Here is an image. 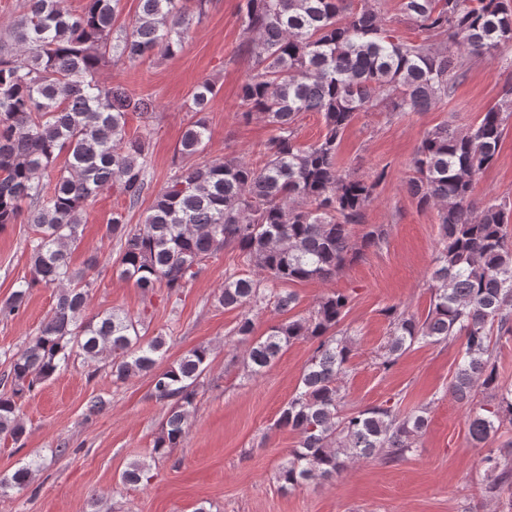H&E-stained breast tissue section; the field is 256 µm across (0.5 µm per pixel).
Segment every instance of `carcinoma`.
Masks as SVG:
<instances>
[{
  "label": "carcinoma",
  "mask_w": 512,
  "mask_h": 512,
  "mask_svg": "<svg viewBox=\"0 0 512 512\" xmlns=\"http://www.w3.org/2000/svg\"><path fill=\"white\" fill-rule=\"evenodd\" d=\"M120 2L84 0L74 14L65 0H24L8 25L11 43L0 40V231L23 217L33 227L30 278L0 310L19 312L34 288L58 289L53 315L12 356V390L0 395V434L16 442L26 434L15 398L76 359L104 360L117 381L151 374V396L168 406L153 446L163 457L181 443L210 349L195 347L162 368L164 336L141 334V321L118 309L88 316L98 257L76 268L71 249L81 242L88 202L101 191L115 190L133 208L151 189L147 137H127L126 123L131 112L153 111L152 101L104 84L101 67L133 66L182 48L208 0H138L136 17L118 26ZM240 12L251 69L239 107L243 119L260 118L275 131L265 161L257 166L226 155L181 167L156 192L143 223L132 226L114 213L107 235L119 245L115 273L145 296L161 287L177 296L207 259L238 251L260 278L228 275L216 300L241 310L234 333L249 341L248 371L263 374L299 340L315 343L275 422L298 438L276 481L284 488L334 481L361 459L399 464L426 431L429 408L344 411L341 383L352 371V345L342 323L352 294H328L308 314L281 320L257 338L253 311L268 306L264 282L282 286L275 307L289 311L297 295L288 285L331 279L383 248L387 229L365 221L383 174L367 180L339 168L343 132L357 113L380 103L392 112H426L447 100L473 58L512 43V3L400 0L401 15L427 34L420 43L385 29L371 0H245ZM213 92L203 81L193 94L191 111L199 118L182 137L184 157L202 152L209 140L201 113ZM305 112L321 114L325 125L308 145L296 136ZM511 120L508 83L478 122L464 130L439 125L420 141L408 191L419 208H438L430 304L423 319L387 307L390 329L378 354L388 368L416 347L461 341L449 390L465 403L479 389L490 394L468 417L476 448L512 422V384H502L494 361L497 340L512 336V212L495 201L479 209L471 199L475 178L496 161ZM484 462L493 487L512 492V450L491 449ZM35 471L31 461L1 477L0 497L25 490ZM151 478L150 466L140 462L121 475L124 484Z\"/></svg>",
  "instance_id": "cac0c4a2"
}]
</instances>
